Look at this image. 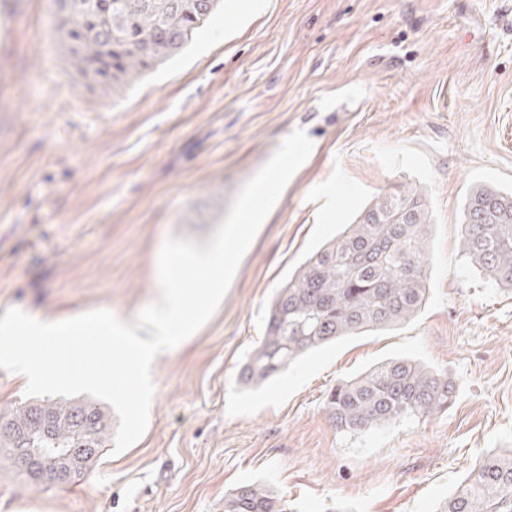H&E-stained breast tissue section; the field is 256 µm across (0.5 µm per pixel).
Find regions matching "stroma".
Listing matches in <instances>:
<instances>
[{"mask_svg": "<svg viewBox=\"0 0 512 512\" xmlns=\"http://www.w3.org/2000/svg\"><path fill=\"white\" fill-rule=\"evenodd\" d=\"M51 8L6 0L0 19V316L136 317L169 237L206 244L293 130L313 148L215 315L154 361L143 436L64 487L0 456V512H216L254 480L285 512H435L512 448V292L469 269L457 229L472 182L512 186V0H224L117 94L71 67ZM414 184L433 222L422 312L247 390L274 290L367 200ZM396 356L452 376L447 411L336 430L329 391Z\"/></svg>", "mask_w": 512, "mask_h": 512, "instance_id": "stroma-1", "label": "stroma"}]
</instances>
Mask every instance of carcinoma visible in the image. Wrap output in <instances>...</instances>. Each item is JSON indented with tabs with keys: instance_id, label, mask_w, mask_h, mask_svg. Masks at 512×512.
I'll return each instance as SVG.
<instances>
[{
	"instance_id": "carcinoma-1",
	"label": "carcinoma",
	"mask_w": 512,
	"mask_h": 512,
	"mask_svg": "<svg viewBox=\"0 0 512 512\" xmlns=\"http://www.w3.org/2000/svg\"><path fill=\"white\" fill-rule=\"evenodd\" d=\"M221 7V0H52L51 29L71 66L112 83L117 93L176 57ZM426 193L412 187L374 196L288 274L270 302L265 336L240 380L259 387L301 357L346 336L402 325L429 297ZM468 264L512 290V190L477 182L468 190L460 231ZM456 383L412 358L377 363L336 385L326 411L336 429L367 432L403 418L448 409ZM112 444V414L89 397L29 403L0 417V448L21 470L20 448H79L89 470ZM273 491L246 482L224 495L223 512H280ZM439 512H512V449L492 450L448 496Z\"/></svg>"
}]
</instances>
